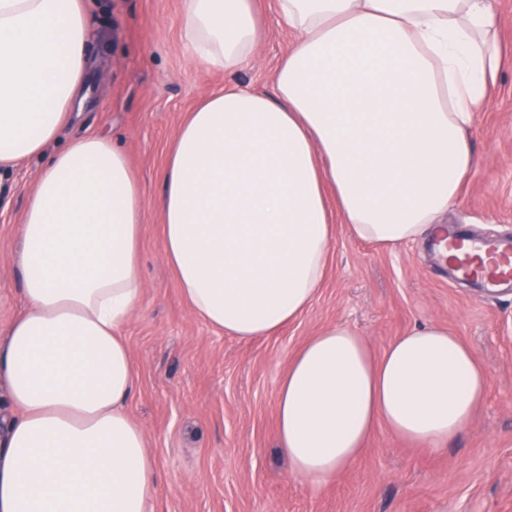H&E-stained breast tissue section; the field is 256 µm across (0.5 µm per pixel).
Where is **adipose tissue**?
Listing matches in <instances>:
<instances>
[{
	"instance_id": "1",
	"label": "adipose tissue",
	"mask_w": 512,
	"mask_h": 512,
	"mask_svg": "<svg viewBox=\"0 0 512 512\" xmlns=\"http://www.w3.org/2000/svg\"><path fill=\"white\" fill-rule=\"evenodd\" d=\"M275 8L295 39L272 93L204 95L162 174L166 263L193 315L242 341L312 305L336 225L387 249L445 234L505 64L492 0ZM262 36L254 0H184L192 65L238 68ZM95 42L84 0H0V171L43 162L21 224L24 309L0 334V512H154L158 495L119 334L145 288L144 193L108 136L49 149L82 110ZM486 389L448 328L414 327L377 358L350 327L326 326L280 379L278 447L316 491L377 426L440 449Z\"/></svg>"
}]
</instances>
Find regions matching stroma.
I'll return each instance as SVG.
<instances>
[{"label": "stroma", "instance_id": "35a3bbf8", "mask_svg": "<svg viewBox=\"0 0 512 512\" xmlns=\"http://www.w3.org/2000/svg\"><path fill=\"white\" fill-rule=\"evenodd\" d=\"M264 36L234 71L188 64L183 0H87L99 40L82 117L60 145L91 133L127 154L146 201L140 241L143 298L122 326L138 378L128 402L157 460L155 512H512V291L485 296L453 280L428 246L389 250L337 229L312 306L274 335L240 341L191 313L164 256L158 200L176 134L203 95L246 85L271 92L294 42L273 0H257ZM476 166L449 226L491 239L512 236V66L476 118ZM42 164L0 180V330L23 309L16 264L20 224ZM341 323L381 356L426 323L448 327L483 363L486 396L472 425L439 450L377 427L335 481L308 490L288 472L276 442L275 399L289 358L320 328Z\"/></svg>", "mask_w": 512, "mask_h": 512}]
</instances>
